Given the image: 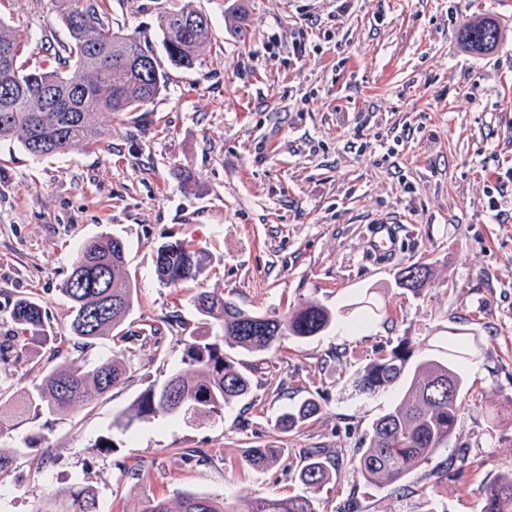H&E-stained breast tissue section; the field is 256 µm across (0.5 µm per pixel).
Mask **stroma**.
Here are the masks:
<instances>
[{
	"instance_id": "obj_1",
	"label": "stroma",
	"mask_w": 512,
	"mask_h": 512,
	"mask_svg": "<svg viewBox=\"0 0 512 512\" xmlns=\"http://www.w3.org/2000/svg\"><path fill=\"white\" fill-rule=\"evenodd\" d=\"M180 0H100L112 29L160 51V20ZM227 0H193L213 36L201 65L168 68L165 89L139 111L97 113L103 145L35 157L0 142V389L13 394L72 359L118 356L122 383L56 419L14 423L0 450V512H35L44 493L91 486L100 512H146L197 492L242 512L247 495L298 492L295 469L313 448L333 451L320 512H480L487 487L512 470V0H251L247 20ZM65 0H0V18L27 38L31 64L52 71L69 34ZM496 19L497 46L468 50L459 32ZM402 227L394 257L367 248L370 227ZM124 241L137 289L118 338L82 347L59 288L82 244ZM186 240L209 256L196 280L162 285L157 247ZM428 265L421 294L398 271ZM243 309L285 314L316 300L336 315L320 335L284 337L245 357L250 393L207 420L133 417L136 402L185 363L198 291ZM371 296L384 316L354 326ZM43 304L49 341L17 334L13 302ZM479 337L464 366L471 386L455 436L401 487L355 476L376 418L403 395L397 383H353L375 353L409 338ZM316 417L280 432L278 416L305 398ZM499 409L489 421L488 408ZM128 428L115 426L118 416ZM110 447H103V440ZM282 449L279 467L242 463L248 448ZM467 453L474 468L436 482L433 469Z\"/></svg>"
}]
</instances>
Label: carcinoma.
Wrapping results in <instances>:
<instances>
[{
	"mask_svg": "<svg viewBox=\"0 0 512 512\" xmlns=\"http://www.w3.org/2000/svg\"><path fill=\"white\" fill-rule=\"evenodd\" d=\"M60 21L70 37L56 50L61 69L40 71L22 59L24 36L0 20V140H13L36 157L61 155L75 144H100L107 131L93 123L94 113L134 112L159 94L167 78L157 54L105 23L98 0H74ZM211 35L210 21L189 0L168 12L161 22V46L168 64L185 70L199 67V50ZM460 38L471 50L481 52L497 44L499 27L490 19L477 20L461 30ZM48 88L72 95L70 108L62 111L51 105L43 97ZM155 264L160 282L176 286L195 278L205 268L207 255L186 241H168L157 248ZM126 265L123 242L105 235L84 243L73 257L60 292L70 304L71 333L84 344L112 336L132 311L135 288ZM430 277L428 266L411 264L399 271L398 278L407 279L399 287L418 292ZM195 307L203 331L190 336L186 358L197 366L198 374H172L137 402L136 415H216L224 404L247 396L251 389L249 373L225 355L224 348L256 354L284 336L313 337L333 323V313L314 301L279 316L252 312L222 295L202 291L195 297ZM9 315L21 331L50 338L46 313L37 300H16ZM428 350L413 366L414 347L402 339L380 349L358 381L362 389L374 391L405 379L401 400L373 422L368 446L352 459L354 474L373 486L402 482L447 447L455 433L459 398L466 388L459 365L482 347L476 337L461 345L446 336L433 340ZM126 374L125 361L114 356L90 366L73 359L46 372L19 399L17 414L64 416L75 402L108 392ZM317 411L315 401L306 399L281 414L277 427L293 431ZM281 460L280 448L243 451L244 464L257 471L273 468ZM297 479L302 492L287 497L255 495L244 512H319L317 494L331 482L329 462L320 456L306 458ZM37 512H98V500L93 489L76 486L63 502L52 495L42 498ZM176 512L232 510L222 500L185 492ZM481 512H512V471L487 488Z\"/></svg>",
	"mask_w": 512,
	"mask_h": 512,
	"instance_id": "cac0c4a2",
	"label": "carcinoma"
}]
</instances>
